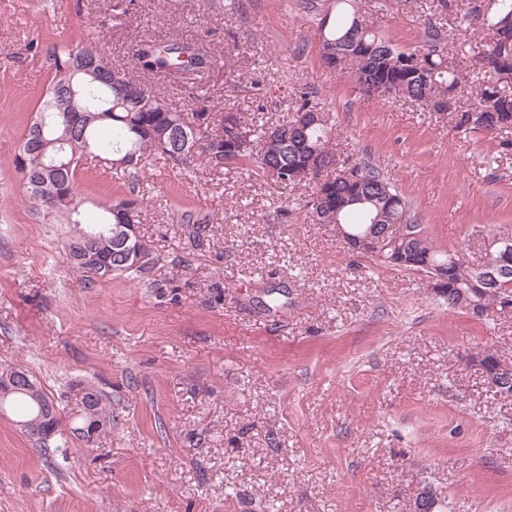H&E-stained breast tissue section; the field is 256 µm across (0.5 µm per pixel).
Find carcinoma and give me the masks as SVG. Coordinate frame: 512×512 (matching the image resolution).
Returning <instances> with one entry per match:
<instances>
[{"label":"carcinoma","instance_id":"1","mask_svg":"<svg viewBox=\"0 0 512 512\" xmlns=\"http://www.w3.org/2000/svg\"><path fill=\"white\" fill-rule=\"evenodd\" d=\"M368 0H334L318 23V47L326 68L343 72L360 91L368 84L394 87L397 96L424 109L437 111L438 99L451 98L447 111L454 114L458 131L471 134L485 131L477 113L492 109L498 115V133L512 132V85L497 84V71L512 67V0H468L461 10L459 0H430L434 15L448 18L461 15L448 29L428 23L418 45L407 50L394 47L364 20ZM488 32L482 52L487 64L465 75L455 62L471 55L470 38L465 31ZM420 59L413 74L404 75L398 67L404 58ZM51 80L40 107L15 156L23 174L30 203L48 195L53 209L45 219L70 224L72 233L62 243L65 262L87 285L114 277H138L153 261L150 245L140 235L129 241L116 240L111 230L118 224L141 223L146 207L139 174L154 157L179 169L189 168L194 135L206 141L201 153L211 170L236 169L248 176L254 171L278 173L276 185L284 190L301 182L312 184V194L303 204L305 219L314 224H340L352 236L368 229L381 233L391 224L416 225V237L386 249L381 262L400 270H412L411 261L448 264V288L441 292L448 307L466 310L469 302L484 300L481 317L493 312L497 289L489 285L479 290L470 286L474 271L465 262H448L451 251L438 246L417 223L408 201L377 169L362 166L363 181L340 182L336 169L340 163L331 141L333 127L318 107L311 92L300 96L294 112L276 122L254 113L210 112L206 92L195 97L196 110L187 114L174 107L149 81L130 71L119 80L112 72L91 67L80 59L78 46H56L47 56ZM135 68L152 76L184 75L215 64L200 58L193 45L174 42L159 45L143 41L133 53ZM470 86L474 102L460 106L457 91ZM307 112L318 117L305 129L294 128L297 118ZM129 158L125 165L111 166L128 190L116 200L96 201L81 196L78 171L96 158ZM91 204L99 210L95 224L82 222V208ZM75 386L85 390L75 399L77 413L71 418L70 433L85 445L91 439L81 433L84 407L93 410L104 429L112 428V406L96 388L84 382ZM21 421L35 418L45 407L57 414L56 404L32 376L21 391L9 400ZM439 499L424 487L416 494L411 512H438Z\"/></svg>","mask_w":512,"mask_h":512}]
</instances>
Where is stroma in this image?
Listing matches in <instances>:
<instances>
[{"mask_svg":"<svg viewBox=\"0 0 512 512\" xmlns=\"http://www.w3.org/2000/svg\"><path fill=\"white\" fill-rule=\"evenodd\" d=\"M425 2L372 0L366 22L408 49ZM245 3L237 19L202 0H125L121 14L113 0H0V365L59 406L76 381L112 405L90 451L39 446L0 415V512H409L425 486L444 512H512V397L480 364L485 351L512 361V313L451 309L422 273L350 256L305 222L310 187L216 180L199 157L141 174L154 256L142 279L85 286L61 252L68 225L29 207L15 156L52 47L89 43L123 70L140 40H177L216 60L199 80L157 79L178 109L203 86L212 111L275 121L313 92L337 153L381 170L438 245L476 264L512 240L501 135L460 133L448 113L329 72L304 0Z\"/></svg>","mask_w":512,"mask_h":512,"instance_id":"1","label":"stroma"}]
</instances>
